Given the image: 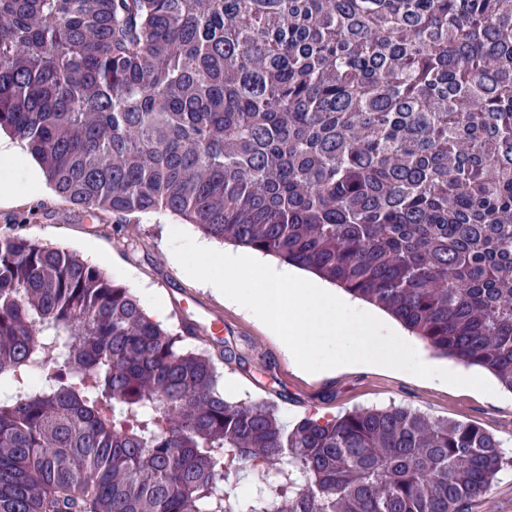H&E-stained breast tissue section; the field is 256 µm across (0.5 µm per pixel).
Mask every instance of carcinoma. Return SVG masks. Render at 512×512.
<instances>
[{"instance_id": "cac0c4a2", "label": "carcinoma", "mask_w": 512, "mask_h": 512, "mask_svg": "<svg viewBox=\"0 0 512 512\" xmlns=\"http://www.w3.org/2000/svg\"><path fill=\"white\" fill-rule=\"evenodd\" d=\"M0 130L58 196L311 271L512 393V0H0ZM2 378L0 512H468L502 461L403 406L288 429L17 235Z\"/></svg>"}]
</instances>
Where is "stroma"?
<instances>
[{
    "label": "stroma",
    "mask_w": 512,
    "mask_h": 512,
    "mask_svg": "<svg viewBox=\"0 0 512 512\" xmlns=\"http://www.w3.org/2000/svg\"><path fill=\"white\" fill-rule=\"evenodd\" d=\"M198 229L166 212L117 215L61 199L52 189L0 203V234L17 233L60 246L98 267L136 296L166 302L164 329L185 347L205 343L233 402H274L282 425L307 416L332 417L353 410L402 404L424 414L474 423L501 440L506 461L489 495L469 512H512V393L483 397L471 389L436 386L412 374L357 364L328 378L297 371L258 323L236 305L190 278L171 259L170 232ZM236 357H222L224 348Z\"/></svg>",
    "instance_id": "stroma-1"
}]
</instances>
